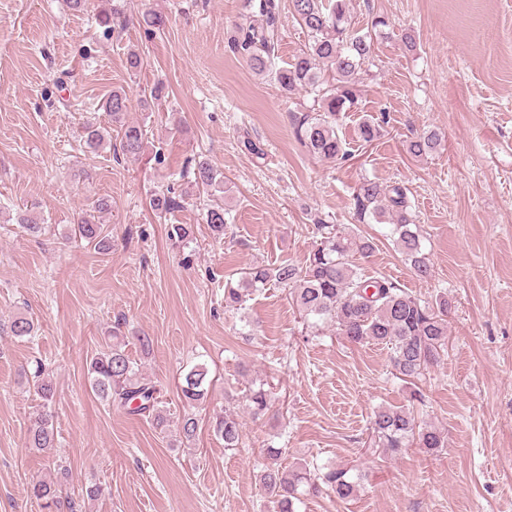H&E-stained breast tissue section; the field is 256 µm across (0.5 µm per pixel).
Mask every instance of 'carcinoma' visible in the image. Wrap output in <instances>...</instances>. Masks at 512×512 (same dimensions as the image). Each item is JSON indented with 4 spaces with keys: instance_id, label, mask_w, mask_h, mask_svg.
<instances>
[{
    "instance_id": "1",
    "label": "carcinoma",
    "mask_w": 512,
    "mask_h": 512,
    "mask_svg": "<svg viewBox=\"0 0 512 512\" xmlns=\"http://www.w3.org/2000/svg\"><path fill=\"white\" fill-rule=\"evenodd\" d=\"M351 0H243L245 14L234 23L228 38L229 50L243 59L258 74L271 76L286 96L303 90L312 97V109L291 115L294 133L309 153L331 163L343 162L349 156L337 130L340 114L351 111L358 103L362 67L370 62L376 29L389 26L384 16H376L371 28L364 30L352 24ZM288 10L308 37L305 50L284 66H277L280 40L279 20ZM112 121L122 126L119 150L126 157H137L144 147L143 129L128 124L125 115L130 98L123 89L112 91L103 102ZM386 115L370 116L359 126V139L368 143L379 134ZM85 145L97 152L111 143L108 128L88 123L82 127ZM440 144L439 134L424 130L407 141V151L414 158L431 155ZM196 183L203 187L215 180L213 168L205 159L194 164ZM355 216L361 223L368 219H387L391 234L409 263L413 273L427 279L432 274L429 258L423 252L422 235L408 197V188L394 183L383 184L373 179L362 180L354 189ZM150 208L167 215L180 208L171 193L154 194ZM206 222L214 235H224L227 227L225 209L219 205L207 210ZM319 242L310 252L305 265L283 262L269 267L256 264L246 269L235 287L224 289V307L239 310L246 297L260 288L274 285L288 292L303 324L316 327L330 324L339 335L354 344L383 345L390 350V362L397 377L413 382L421 379L437 361L448 343V297L441 295L433 302L423 301L388 276L368 277L354 264L355 254L366 255L373 242L342 224H330L320 218L315 224ZM73 231L87 244L107 252L111 249L109 233L103 224L82 216ZM33 319L18 315L8 324H0V335L30 338L34 335ZM125 337H113L112 344L95 352L87 363L92 391L110 405L129 415L146 416L153 425L165 430L169 419L160 407L159 389L141 372L126 351ZM33 385L44 405L54 398L53 384L44 376L41 362L33 369ZM211 379L205 364H197L183 374L179 388L182 402L199 408L205 404ZM249 407L259 416L271 401V390L265 384L253 385L246 395ZM215 433L224 447H239L242 425L236 412L224 407V415L216 417ZM373 446L395 456L412 445L426 451L445 447L446 440L434 427L419 426L414 409L381 407L373 414L368 427ZM29 444L44 453L56 447L53 415L43 410L29 429ZM281 448L270 444L264 448L266 463L259 483L272 504V512H296V504L308 496L335 495L339 499L354 496L359 477L336 465L301 464L285 466ZM33 496L41 501L44 512H82L79 501L63 493L62 481L39 480L32 485Z\"/></svg>"
}]
</instances>
